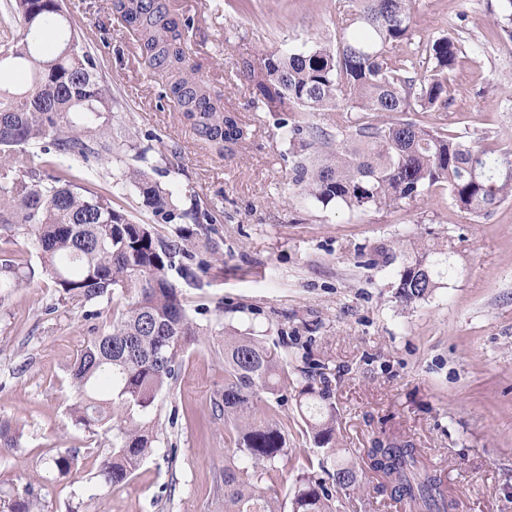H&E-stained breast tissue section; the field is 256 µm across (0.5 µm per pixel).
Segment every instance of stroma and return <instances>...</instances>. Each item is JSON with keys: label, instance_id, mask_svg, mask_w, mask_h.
Listing matches in <instances>:
<instances>
[{"label": "stroma", "instance_id": "1", "mask_svg": "<svg viewBox=\"0 0 512 512\" xmlns=\"http://www.w3.org/2000/svg\"><path fill=\"white\" fill-rule=\"evenodd\" d=\"M184 25L191 65L235 112L249 137L221 154L197 141L164 96L165 80L117 23L112 0H64L73 28L91 45L112 90V128L149 145L145 165L181 209L214 217L223 273L183 287L203 329L176 381L156 402L157 441L127 482L101 488L96 471L111 435L90 436L67 413L68 365L99 321L62 306L45 278L0 302V420L19 442L0 448V512L30 495L42 512H224V459L234 438L224 424V334L248 333L288 356V388L277 421L288 469L259 482L287 502L301 473H319L296 406L307 375L325 374L336 406L339 447L362 458L373 437L411 441L440 469L458 512H512V200L480 222L427 198L353 213L323 206L291 183L282 115L253 104L244 62L316 42L335 44L346 0H163ZM499 0H416L413 34L399 46L418 57L451 31L479 44L448 75L449 112L417 121L472 144L512 150V39L499 34ZM447 243L452 273L427 300L402 306L399 261L374 262L419 238ZM77 456L76 471L52 466ZM339 512H411L384 480L340 496Z\"/></svg>", "mask_w": 512, "mask_h": 512}]
</instances>
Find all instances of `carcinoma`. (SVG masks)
Instances as JSON below:
<instances>
[{
  "label": "carcinoma",
  "mask_w": 512,
  "mask_h": 512,
  "mask_svg": "<svg viewBox=\"0 0 512 512\" xmlns=\"http://www.w3.org/2000/svg\"><path fill=\"white\" fill-rule=\"evenodd\" d=\"M412 2L352 0L336 46L269 54L258 66L244 62L250 95L270 112L294 113L292 183L314 201L364 213L438 190L439 200L474 221L512 198V151L470 146L461 135L411 118L448 110V72L464 47L450 33L428 42L418 59L399 56L397 47L412 36ZM113 9L138 38L148 67L166 74L165 98L176 102L197 139L222 151L247 138L237 115L196 77L182 31L160 0H113ZM0 15L20 20L0 66L26 74L22 88L0 87V230L30 237L59 304L112 305L108 322L70 366L75 398L68 415L92 435L113 432L99 471L103 485L113 487L152 455L158 394L176 380L184 353L202 335L171 272L189 284L199 271L222 272L219 244L208 237L213 218L198 208L177 212L172 192L137 167L122 180L142 210L165 223L189 216L194 228L164 234L115 208L111 193L88 189L74 163H112V126L103 121L112 113L110 88L88 47L66 32L60 0H3ZM70 40L77 47L67 52ZM325 111L337 113L334 135L301 119L303 112ZM350 112L360 116L352 121ZM34 276L22 259L0 260V298ZM447 276L448 246L424 240L402 254L396 298L405 306L424 301ZM286 372L287 355L251 336H224V422L251 463L224 465V512H281L257 483L288 466L285 435L267 400L281 391ZM296 403L333 468L329 484L311 473L297 477L290 512H337L338 494L361 490L369 471L420 512H455L437 470L420 462L409 441L374 439L362 465L336 447V407L325 382L309 380Z\"/></svg>",
  "instance_id": "obj_1"
}]
</instances>
